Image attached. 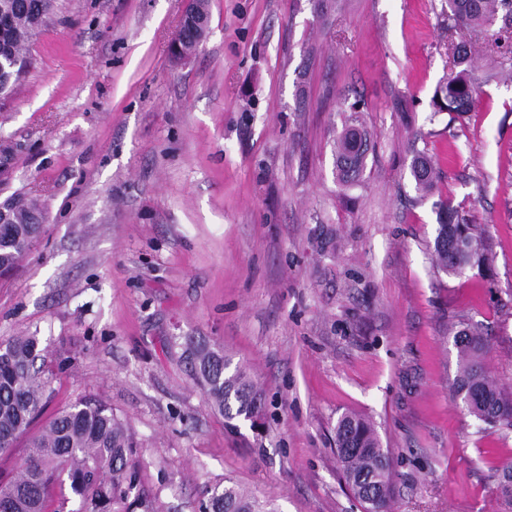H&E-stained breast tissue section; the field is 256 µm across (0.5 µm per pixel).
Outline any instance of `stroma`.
Returning a JSON list of instances; mask_svg holds the SVG:
<instances>
[{
  "label": "stroma",
  "instance_id": "1",
  "mask_svg": "<svg viewBox=\"0 0 512 512\" xmlns=\"http://www.w3.org/2000/svg\"><path fill=\"white\" fill-rule=\"evenodd\" d=\"M211 0L196 54L173 60L184 0H56L0 95V202L36 198L44 231L0 275V336L65 360L42 413L94 395L124 420L138 490L199 512L233 481L279 512H363L334 428L372 420L394 512H512V428L452 393L450 324H480L512 392V54L482 59L473 111L433 108L451 68L447 0ZM357 104L363 172L336 177ZM426 153L431 195L411 163ZM482 232L486 272L433 265L437 210ZM220 345L261 391L230 429L171 352Z\"/></svg>",
  "mask_w": 512,
  "mask_h": 512
}]
</instances>
